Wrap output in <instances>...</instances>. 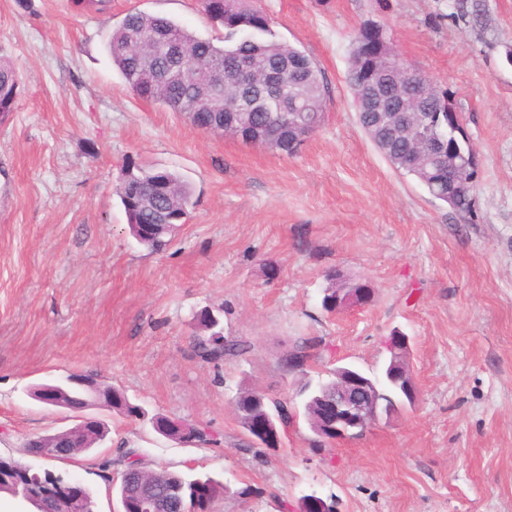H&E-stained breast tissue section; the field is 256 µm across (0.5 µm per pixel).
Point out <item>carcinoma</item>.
I'll return each instance as SVG.
<instances>
[{
  "label": "carcinoma",
  "mask_w": 512,
  "mask_h": 512,
  "mask_svg": "<svg viewBox=\"0 0 512 512\" xmlns=\"http://www.w3.org/2000/svg\"><path fill=\"white\" fill-rule=\"evenodd\" d=\"M201 7L210 21L224 29V45L200 38L182 24L159 15L140 11L128 12L112 30L106 51L134 96L154 102L173 112H212L218 110L225 117L246 129H258L264 135L267 149L291 154L298 146L288 139L293 116L315 128L319 127L325 107L326 88L321 70L306 51L284 41L270 16L252 4V0H201ZM184 56L186 65L178 74L171 75L172 56L169 50ZM260 60L277 72L283 91L280 102L269 100L260 86L251 94L238 97L231 89L218 90L213 75L224 72L231 76L247 69L248 62ZM359 58L350 56L348 84L354 98L361 97L358 70ZM18 94V75L12 61L0 57V113L13 110ZM447 114L445 101L439 97L424 98L422 122L416 117L400 114L392 124L377 123V114L358 107L357 121L362 130L396 170L413 177L436 200L445 202L443 189L432 184L433 167L428 162L430 142L445 134ZM117 196L128 218L130 229L137 224H155L165 219L160 237L145 246L160 251L171 244V225L184 224L192 205L190 186L176 173L163 168H145L130 163L116 188ZM330 288L322 299L325 310H333L336 301L338 275H325ZM198 326L205 335L196 339L197 356L205 362H217L228 357H241L249 350L243 341L230 340L219 327V320L206 309L197 317ZM320 342L310 339L281 360L286 372L303 369L304 362L315 356ZM104 402L113 411L128 418L145 415L143 409L130 402L120 390L106 385ZM234 409L240 425L250 417L272 411L281 419V433L288 431L296 402L292 399H269L257 391L239 394ZM154 431L166 438L181 442L210 444L217 438L195 424L180 432L168 417H151ZM108 428L98 423L91 427L68 428L51 435L40 436L42 443L64 446L72 458L104 441ZM140 468V478L148 488L175 497L178 512H195L197 492L204 489L211 503L224 497L227 487L210 477L201 478L187 473L151 470L139 454L128 450L115 459H109L103 468L116 474L117 487H122V472L130 467ZM29 474L34 484L58 481L64 477L50 468L33 469L12 458H0V473Z\"/></svg>",
  "instance_id": "obj_1"
}]
</instances>
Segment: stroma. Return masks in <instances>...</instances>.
<instances>
[{
	"label": "stroma",
	"mask_w": 512,
	"mask_h": 512,
	"mask_svg": "<svg viewBox=\"0 0 512 512\" xmlns=\"http://www.w3.org/2000/svg\"><path fill=\"white\" fill-rule=\"evenodd\" d=\"M258 4L327 87L321 127L291 155L204 134L135 97L113 68L105 43L132 8L221 41L198 0H112L104 14L74 0H0V56L20 77L13 111L0 114V456L45 466L25 439L84 415L107 439L56 468L90 491L96 512L118 505L103 462L129 449L150 469L228 485L215 512H284L313 490L339 512H512V0ZM366 22L453 93L479 158L471 214L394 171L360 128L347 75ZM130 161L174 171L192 190L188 220L162 251L131 235L116 195ZM331 269L369 282L372 302L326 312ZM204 309L250 352L202 361ZM396 331L413 403L320 451L301 420L254 453L233 409L239 393L292 397L326 367L378 371ZM306 338L321 340L319 358L283 371ZM89 372L216 443L30 395Z\"/></svg>",
	"instance_id": "obj_1"
}]
</instances>
